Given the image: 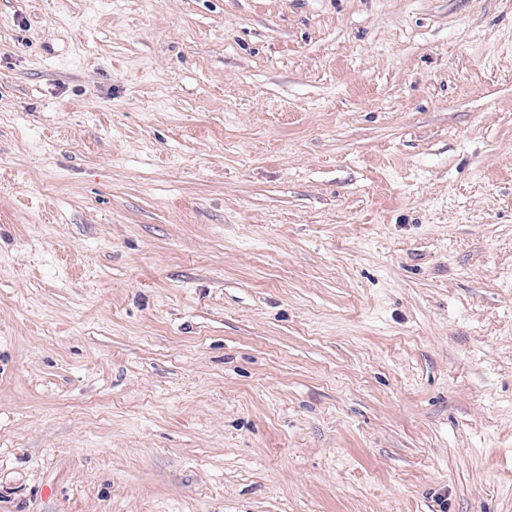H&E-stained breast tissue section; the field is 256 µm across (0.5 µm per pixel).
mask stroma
<instances>
[{
    "instance_id": "obj_1",
    "label": "stroma",
    "mask_w": 512,
    "mask_h": 512,
    "mask_svg": "<svg viewBox=\"0 0 512 512\" xmlns=\"http://www.w3.org/2000/svg\"><path fill=\"white\" fill-rule=\"evenodd\" d=\"M0 512H512V0H0Z\"/></svg>"
}]
</instances>
